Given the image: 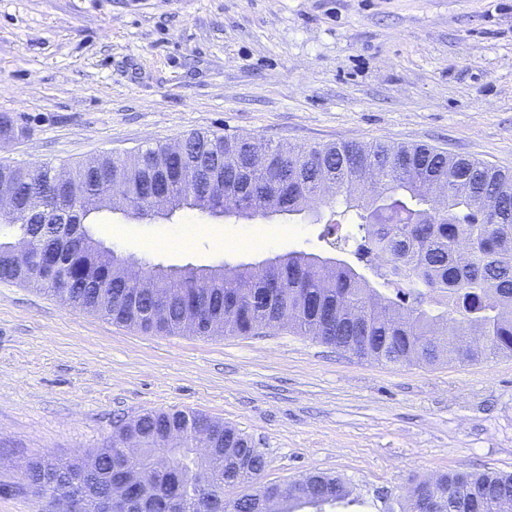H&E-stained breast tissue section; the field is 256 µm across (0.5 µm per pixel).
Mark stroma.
I'll use <instances>...</instances> for the list:
<instances>
[{
  "label": "stroma",
  "mask_w": 512,
  "mask_h": 512,
  "mask_svg": "<svg viewBox=\"0 0 512 512\" xmlns=\"http://www.w3.org/2000/svg\"><path fill=\"white\" fill-rule=\"evenodd\" d=\"M0 164H77L193 132L425 144L512 172V0H0ZM104 245L171 268L291 250L349 259L300 216L109 208ZM196 410L248 436L262 483L317 470L388 512L416 481L512 473V357L393 366L288 329L158 335L0 281V512H37L36 457Z\"/></svg>",
  "instance_id": "stroma-1"
}]
</instances>
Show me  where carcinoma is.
Returning a JSON list of instances; mask_svg holds the SVG:
<instances>
[{
    "mask_svg": "<svg viewBox=\"0 0 512 512\" xmlns=\"http://www.w3.org/2000/svg\"><path fill=\"white\" fill-rule=\"evenodd\" d=\"M180 151L182 169L195 175L206 164L223 176L226 205L172 182L166 204L154 211L171 216L183 209L211 216L246 218L271 213H311L324 223L322 237L352 242V264L302 250L259 264L211 269H168L146 265L153 288L121 276L131 259L95 240L87 224L99 212L92 194L94 174L107 172L125 192L122 211L139 210L147 166L161 170ZM0 184L23 194L19 215H0V280L19 282L54 295V279L11 244L37 237L57 255L56 276L66 279L68 305L116 324L176 334L186 324L199 336L258 335L279 318L289 330L359 358L393 365L446 360L477 361L512 356V175L476 160L455 158L423 145L342 142L310 147L256 138L196 132L125 157L103 156L95 166L37 171L0 164ZM447 191L448 214L434 213L436 190ZM330 208L322 220L316 206ZM350 233L339 237L344 222ZM374 272L377 282L363 273ZM172 302L154 309L156 292ZM208 421L212 447L193 461L189 427ZM175 428L181 441L154 486L126 482L124 449L112 439L96 449L97 482L112 502L98 509L84 498L81 459L37 458L24 474L41 512L60 495L70 512H263L257 496L285 501L279 512L311 508L324 512L348 502V483L310 472L288 483L259 484L266 460L237 429L193 410L147 412L133 421L144 439L138 465L151 464L154 439ZM207 478L218 499L215 510L187 499L196 481ZM243 493L224 504V486ZM435 512H512V473L453 471L434 477Z\"/></svg>",
    "mask_w": 512,
    "mask_h": 512,
    "instance_id": "carcinoma-1",
    "label": "carcinoma"
}]
</instances>
